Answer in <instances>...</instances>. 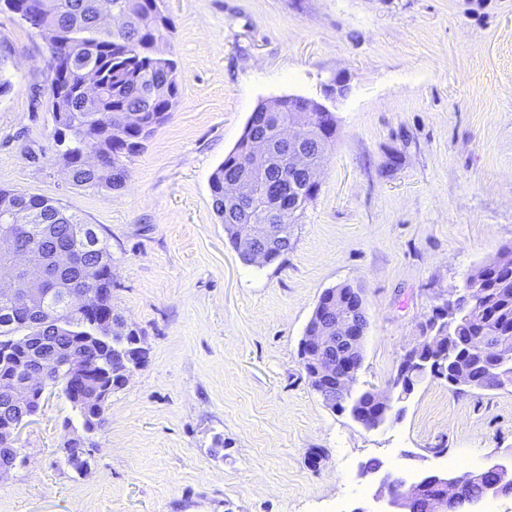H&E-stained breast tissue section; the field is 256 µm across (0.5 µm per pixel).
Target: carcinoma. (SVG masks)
Instances as JSON below:
<instances>
[{"label":"carcinoma","mask_w":512,"mask_h":512,"mask_svg":"<svg viewBox=\"0 0 512 512\" xmlns=\"http://www.w3.org/2000/svg\"><path fill=\"white\" fill-rule=\"evenodd\" d=\"M53 2L52 11L32 29L47 38L48 107L58 160L70 165L74 185L112 191L125 184L129 157L168 118L179 93L178 67L170 57L173 23L164 0H111L114 22L106 27L97 19V0ZM88 68L97 70L103 85L101 97L90 104L77 94ZM305 105L306 98L300 96L282 98L277 112L258 105L235 147L211 175L213 208L237 250L250 224L275 229L291 227L302 218V213L292 212L275 195L266 197L263 213L238 207L239 184L262 192L278 183L290 190L292 202L298 196L310 201L316 196L318 183L310 180V173L322 168L336 140V118L331 112H307ZM288 122L301 127L293 150L306 159L304 175L292 170L288 143L278 135V128ZM255 141L261 146L258 165L249 159ZM91 151L105 158V166L83 164V156ZM36 204L44 205L36 221L10 227L15 244L34 258L31 276L53 271L54 252L61 248L70 250L71 261L48 280L22 284L34 293L0 298V382L17 384L16 392L0 398V427L16 419L39 395L40 390L25 384L28 367L39 351L74 350L101 366L100 377L85 387L84 399L73 405L81 421L96 431L106 422V402L96 392L122 385V359L140 337L133 329L103 334L79 304L83 293L93 292L112 307V264L87 276L88 258L82 243L74 239L71 225L85 221L56 199L0 188V211ZM495 262L496 269L486 264L476 267L463 288L448 299L438 325L446 347L434 359L418 353L410 381L393 380L401 400H407L428 377L447 381L463 376L474 381L472 389L484 390L488 387L485 377L491 372L512 376V247L502 250ZM477 288L481 297L475 299ZM502 336L508 342L491 366L482 356V345ZM342 402L341 410L375 420L379 426L390 419L380 413L369 390H353Z\"/></svg>","instance_id":"carcinoma-1"}]
</instances>
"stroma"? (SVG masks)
Listing matches in <instances>:
<instances>
[{
	"instance_id": "1",
	"label": "stroma",
	"mask_w": 512,
	"mask_h": 512,
	"mask_svg": "<svg viewBox=\"0 0 512 512\" xmlns=\"http://www.w3.org/2000/svg\"><path fill=\"white\" fill-rule=\"evenodd\" d=\"M179 94L121 189L54 159L46 44L0 9V187L62 202L112 252V309L146 361L107 402L87 473L63 458L61 389L22 428L0 512H345L376 503L369 460L407 480L512 459V390L426 379L369 430L300 363L322 294L361 288L354 390L388 392L434 306L512 247V0H167ZM343 81L348 92L327 95ZM335 115L320 188L271 263H244L209 177L259 101ZM443 454H436V447Z\"/></svg>"
}]
</instances>
